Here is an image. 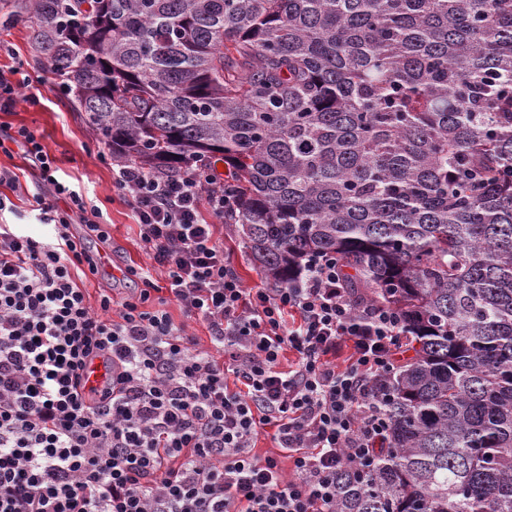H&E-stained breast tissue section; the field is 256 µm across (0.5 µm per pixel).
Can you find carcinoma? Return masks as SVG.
<instances>
[{"mask_svg":"<svg viewBox=\"0 0 512 512\" xmlns=\"http://www.w3.org/2000/svg\"><path fill=\"white\" fill-rule=\"evenodd\" d=\"M112 159L221 160L252 262L406 319L334 512H512V0H19Z\"/></svg>","mask_w":512,"mask_h":512,"instance_id":"obj_1","label":"carcinoma"}]
</instances>
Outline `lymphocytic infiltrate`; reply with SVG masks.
<instances>
[{
  "label": "lymphocytic infiltrate",
  "mask_w": 512,
  "mask_h": 512,
  "mask_svg": "<svg viewBox=\"0 0 512 512\" xmlns=\"http://www.w3.org/2000/svg\"><path fill=\"white\" fill-rule=\"evenodd\" d=\"M16 150L40 190L0 168V212L30 195L55 241L0 224V512H333L337 476L370 463L386 433L377 386L405 351L402 315L360 304L328 255L294 285L245 287L215 236L234 208L223 179L130 164L112 178L149 263L125 268L134 293L91 306L75 274H100L88 241L108 243L109 226L34 130L0 131V152ZM155 267L223 360L150 309ZM96 359L111 375L93 387ZM265 430L276 449L261 454Z\"/></svg>",
  "instance_id": "f902f5d3"
}]
</instances>
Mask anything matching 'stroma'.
Masks as SVG:
<instances>
[{
    "label": "stroma",
    "instance_id": "obj_1",
    "mask_svg": "<svg viewBox=\"0 0 512 512\" xmlns=\"http://www.w3.org/2000/svg\"><path fill=\"white\" fill-rule=\"evenodd\" d=\"M14 4L15 0H0V17L5 20L0 26V41L11 48L10 54L0 53V68L19 66L20 78L36 84L41 97L38 104L22 102L14 111L0 112V126L25 125L36 129L43 144L56 158L59 177L78 184L92 205L102 212L104 221L111 226L112 240L108 249L112 262L105 266L101 275L87 279L85 286L90 296H97L99 289L108 288L114 298H121L130 284L118 279L119 270L132 263H145L146 257L140 248L138 228L130 210L113 185L112 163L107 159L110 149L95 138L79 114L57 94L51 73L35 56L28 28L20 22L8 23ZM218 233L224 239L227 258L245 286L265 287V279L244 248L238 225H224Z\"/></svg>",
    "mask_w": 512,
    "mask_h": 512
}]
</instances>
